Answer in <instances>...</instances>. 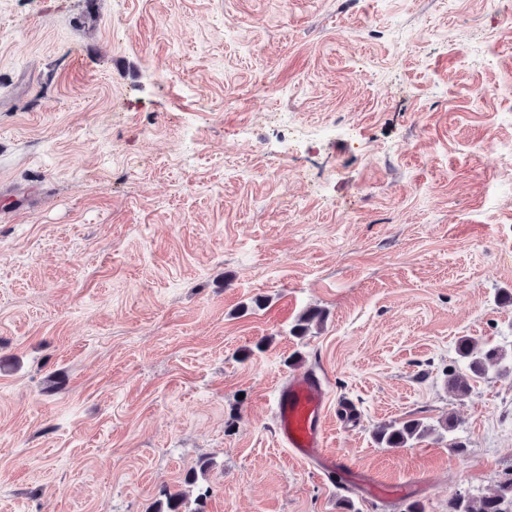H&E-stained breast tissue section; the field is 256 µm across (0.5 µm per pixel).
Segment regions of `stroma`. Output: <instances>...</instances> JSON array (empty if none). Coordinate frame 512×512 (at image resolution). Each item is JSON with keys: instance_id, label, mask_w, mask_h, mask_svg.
<instances>
[{"instance_id": "stroma-1", "label": "stroma", "mask_w": 512, "mask_h": 512, "mask_svg": "<svg viewBox=\"0 0 512 512\" xmlns=\"http://www.w3.org/2000/svg\"><path fill=\"white\" fill-rule=\"evenodd\" d=\"M506 292L512 0H0V512H150L203 458L204 512H449L512 476V372L446 383ZM300 371L378 496L278 445ZM432 425L421 419H409L382 424L375 428L376 442L384 448H405L433 432Z\"/></svg>"}]
</instances>
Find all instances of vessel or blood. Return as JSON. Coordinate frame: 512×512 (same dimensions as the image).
I'll list each match as a JSON object with an SVG mask.
<instances>
[{"mask_svg":"<svg viewBox=\"0 0 512 512\" xmlns=\"http://www.w3.org/2000/svg\"><path fill=\"white\" fill-rule=\"evenodd\" d=\"M324 375L306 372L280 383L275 397L276 435L290 454L313 462L327 479L356 478L352 464L326 450V417L329 402Z\"/></svg>","mask_w":512,"mask_h":512,"instance_id":"b4317fda","label":"vessel or blood"}]
</instances>
